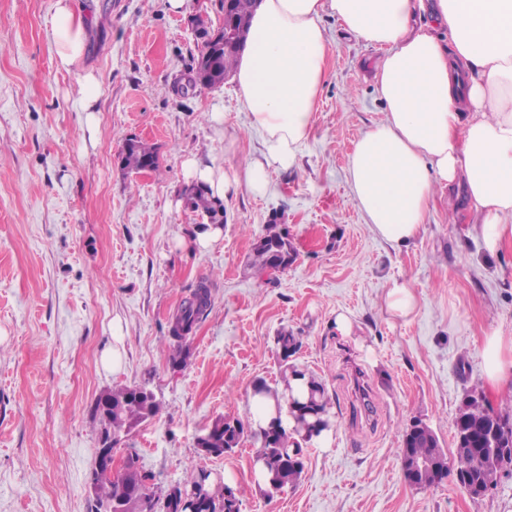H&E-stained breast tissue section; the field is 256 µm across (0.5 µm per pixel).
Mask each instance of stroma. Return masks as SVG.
<instances>
[{"label":"stroma","mask_w":512,"mask_h":512,"mask_svg":"<svg viewBox=\"0 0 512 512\" xmlns=\"http://www.w3.org/2000/svg\"><path fill=\"white\" fill-rule=\"evenodd\" d=\"M88 26L83 61L56 65L55 0H0V512H90L100 426L92 409L115 386L153 393L160 414L122 437L156 486L189 467L232 474L240 512H512V475L474 498L452 479L417 488L399 450L408 425L430 427L445 451L467 390L485 391V336H512V242L494 255L469 212L439 195L423 231L395 248L375 235L346 180L354 142L383 117L374 73L383 52L324 20L326 77L297 171L270 190L224 204L222 236L202 250L201 219L185 208L184 161L233 162L261 148L233 79L183 93L198 40L219 28L213 0H73ZM100 76L97 133L80 110L81 76ZM155 145L156 170L125 175V140ZM287 231L296 258L271 276L252 265L267 224ZM413 290L406 319L386 311L393 283ZM211 305L186 360H169L172 316L199 284ZM346 313L351 336L336 329ZM120 319L124 365L103 370ZM298 336L293 363L332 399L330 447L308 444L297 483L266 495L254 480L256 440L220 457L196 446L220 416L249 422L256 381H280L275 338Z\"/></svg>","instance_id":"35a3bbf8"}]
</instances>
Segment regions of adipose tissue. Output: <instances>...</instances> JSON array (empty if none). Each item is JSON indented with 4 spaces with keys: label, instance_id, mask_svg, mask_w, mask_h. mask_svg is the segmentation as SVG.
<instances>
[{
    "label": "adipose tissue",
    "instance_id": "ef3b65f1",
    "mask_svg": "<svg viewBox=\"0 0 512 512\" xmlns=\"http://www.w3.org/2000/svg\"><path fill=\"white\" fill-rule=\"evenodd\" d=\"M384 56L374 73L384 117L347 159L351 196L374 233L415 238L437 188L460 189L487 251L512 240V0H259L234 79L250 127L263 138L244 165L195 157L189 181L227 199L264 194L270 170H292L309 140L325 79V17ZM57 63L84 55L86 22L56 0ZM483 374L512 387V342L487 336Z\"/></svg>",
    "mask_w": 512,
    "mask_h": 512
}]
</instances>
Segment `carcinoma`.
<instances>
[{
    "instance_id": "carcinoma-1",
    "label": "carcinoma",
    "mask_w": 512,
    "mask_h": 512,
    "mask_svg": "<svg viewBox=\"0 0 512 512\" xmlns=\"http://www.w3.org/2000/svg\"><path fill=\"white\" fill-rule=\"evenodd\" d=\"M256 0H232V11L236 25L249 30ZM237 38L219 47L201 44L197 59L210 60L205 71H199V84L212 87L224 82V76L232 73L236 66L240 44ZM122 169L137 173L158 167L157 149L138 138L127 140L119 155ZM188 207L211 218L212 223H224V204L214 200L202 186H195L188 198ZM253 265L257 270L284 271L292 264L295 251L288 233L278 224L266 226L265 233L253 247ZM210 305L208 286L200 285L192 296L181 305L180 311L169 329L172 350L169 360L174 364L184 362L186 342L194 325ZM276 345L282 362L281 379L284 393L291 390V381L300 379L308 388L304 398H293V425L284 426L274 420L262 431H249L239 421L226 417L217 418L210 427V442L202 445L201 452L210 456H222L239 447L251 436L261 442L260 457L266 470V494L273 496L284 487L294 484L304 469V448L301 443L310 442L329 426L330 399L324 384L308 370L288 363L296 353V337L284 330L276 336ZM253 390L276 394L279 390L266 382H257ZM112 407L108 411L95 403L94 416L101 425V440L111 441L116 447L122 436L139 424L156 417L160 403L154 395L139 387L119 386L102 393ZM455 448L452 455L454 468H449L448 458L433 431L423 423H415L405 432L403 448L400 449L401 464L414 459L428 462L418 469L409 483L424 488L441 482L448 475L463 488L477 490L501 469L503 461L487 450L489 441L500 447H512V413L487 411L484 400L477 390L468 392L462 400L455 420ZM128 463L123 473L104 475L92 472L91 512H240V490L225 486L212 491L207 486L210 473L203 469H192L188 477L173 486V492L151 489L154 476L142 471L137 457L127 455Z\"/></svg>"
}]
</instances>
